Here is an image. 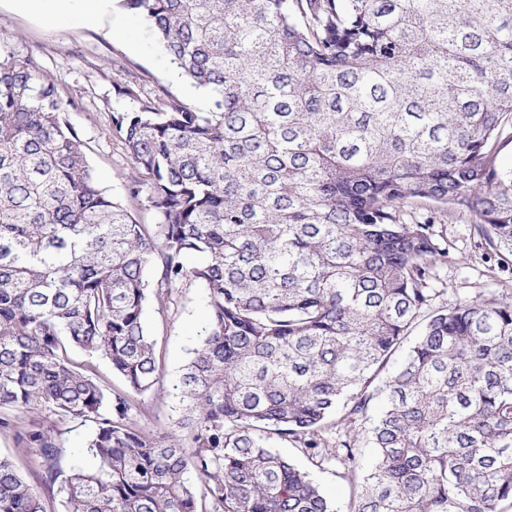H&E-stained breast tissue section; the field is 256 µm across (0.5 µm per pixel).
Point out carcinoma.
<instances>
[{"instance_id":"carcinoma-1","label":"carcinoma","mask_w":512,"mask_h":512,"mask_svg":"<svg viewBox=\"0 0 512 512\" xmlns=\"http://www.w3.org/2000/svg\"><path fill=\"white\" fill-rule=\"evenodd\" d=\"M122 2L208 95L126 86L138 107L112 113L153 224L0 50V408L96 424L68 469L53 429L17 430L43 488L0 456V512H512V292L434 308L448 239L405 220L462 206L512 248V0ZM185 281L207 321L154 432L148 287ZM278 443L340 470L344 508Z\"/></svg>"}]
</instances>
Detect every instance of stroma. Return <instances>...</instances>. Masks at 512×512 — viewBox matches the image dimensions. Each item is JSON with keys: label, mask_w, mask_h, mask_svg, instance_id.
Wrapping results in <instances>:
<instances>
[{"label": "stroma", "mask_w": 512, "mask_h": 512, "mask_svg": "<svg viewBox=\"0 0 512 512\" xmlns=\"http://www.w3.org/2000/svg\"><path fill=\"white\" fill-rule=\"evenodd\" d=\"M0 48L36 59L41 73L70 103L68 118L88 144L98 187L121 202H127L128 158L122 143L110 135L109 122L112 113L131 110L132 102L120 94L119 83L136 81L144 98L168 94L191 105L205 99L200 90L175 76L165 56L149 44L143 19L119 0L96 18L88 20L78 12L56 27L20 10L15 0H0ZM127 204L140 223H154L155 214L148 206ZM447 236L448 263L438 275L449 304L512 286V253L503 252L498 262L487 260L483 238L467 211H455L449 218ZM206 318L203 292L191 282L174 290L168 300H150L146 321L162 359L159 381L144 396L146 409L138 417L141 426L155 431L172 427L177 412L170 391ZM37 420L54 426L67 461L85 463L84 446L94 423L69 422L48 411L39 413Z\"/></svg>", "instance_id": "35a3bbf8"}]
</instances>
